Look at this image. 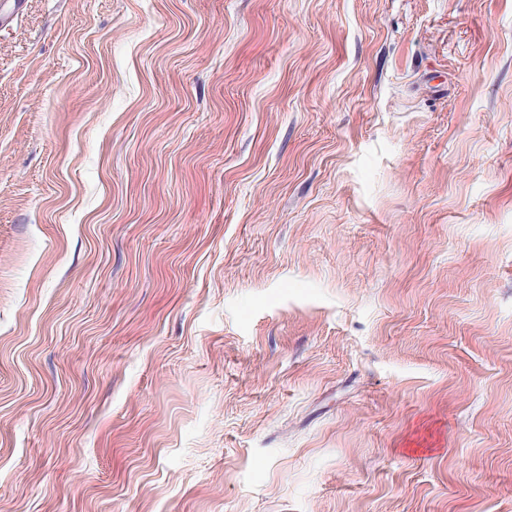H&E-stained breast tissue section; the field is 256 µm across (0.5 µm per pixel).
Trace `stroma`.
<instances>
[{
    "instance_id": "stroma-1",
    "label": "stroma",
    "mask_w": 512,
    "mask_h": 512,
    "mask_svg": "<svg viewBox=\"0 0 512 512\" xmlns=\"http://www.w3.org/2000/svg\"><path fill=\"white\" fill-rule=\"evenodd\" d=\"M0 512H512V0H21Z\"/></svg>"
}]
</instances>
